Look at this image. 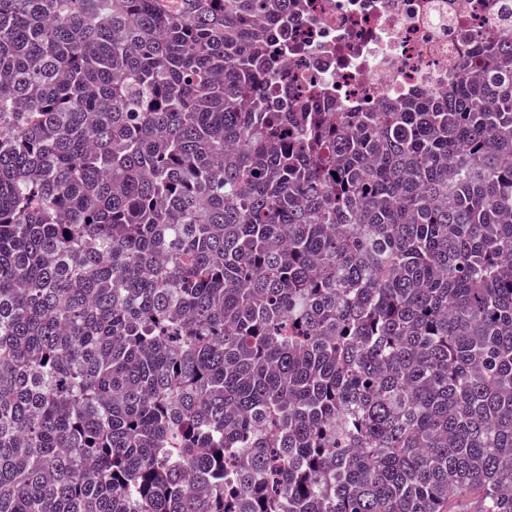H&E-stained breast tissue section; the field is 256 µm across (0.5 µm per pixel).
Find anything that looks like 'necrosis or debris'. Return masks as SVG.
Returning <instances> with one entry per match:
<instances>
[{"mask_svg":"<svg viewBox=\"0 0 512 512\" xmlns=\"http://www.w3.org/2000/svg\"><path fill=\"white\" fill-rule=\"evenodd\" d=\"M512 44V0H297L277 60L333 112L447 94L472 35Z\"/></svg>","mask_w":512,"mask_h":512,"instance_id":"necrosis-or-debris-1","label":"necrosis or debris"}]
</instances>
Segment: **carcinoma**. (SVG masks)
Returning <instances> with one entry per match:
<instances>
[{
	"instance_id": "cac0c4a2",
	"label": "carcinoma",
	"mask_w": 512,
	"mask_h": 512,
	"mask_svg": "<svg viewBox=\"0 0 512 512\" xmlns=\"http://www.w3.org/2000/svg\"><path fill=\"white\" fill-rule=\"evenodd\" d=\"M294 0H0V512H512V51L321 112Z\"/></svg>"
}]
</instances>
